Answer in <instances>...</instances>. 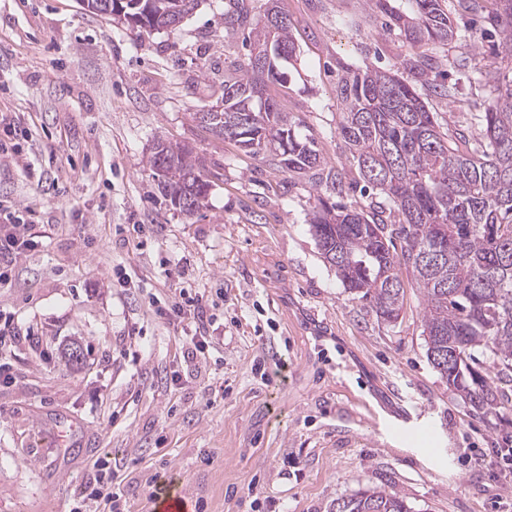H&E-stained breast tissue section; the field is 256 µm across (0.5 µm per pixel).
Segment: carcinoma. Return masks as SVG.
I'll return each instance as SVG.
<instances>
[{"label":"carcinoma","mask_w":512,"mask_h":512,"mask_svg":"<svg viewBox=\"0 0 512 512\" xmlns=\"http://www.w3.org/2000/svg\"><path fill=\"white\" fill-rule=\"evenodd\" d=\"M362 0L386 29L415 48L463 43L453 60L467 79L479 74L486 90L481 108L459 124L455 113L433 112L428 98L453 106L458 84L432 78L434 56L402 62L425 87L420 93L399 69L340 65L337 131L359 178L375 190L366 205L342 202L345 174L327 167L317 139L280 111L269 93L288 82L296 56L288 14L256 18L244 3L224 14V24L247 29L245 59L224 73V111L206 125L246 154L263 156L284 173L307 180L315 204L310 231L345 290L368 302L376 317L394 325L404 309L402 271L421 296L427 360L473 410L498 417L512 409V0ZM481 14L498 36L496 66L478 67L481 41L459 35L453 11ZM171 18L154 13L139 28L159 31ZM247 112H264L266 126L244 127ZM288 135V163L250 147L255 138ZM146 165L159 178L165 200L189 201L191 215L208 198L215 174L185 144L158 137ZM330 512H415L392 491L365 488L337 498Z\"/></svg>","instance_id":"carcinoma-1"}]
</instances>
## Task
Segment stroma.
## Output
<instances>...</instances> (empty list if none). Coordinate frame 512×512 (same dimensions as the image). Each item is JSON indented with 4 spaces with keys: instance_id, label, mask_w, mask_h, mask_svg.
Here are the masks:
<instances>
[{
    "instance_id": "1",
    "label": "stroma",
    "mask_w": 512,
    "mask_h": 512,
    "mask_svg": "<svg viewBox=\"0 0 512 512\" xmlns=\"http://www.w3.org/2000/svg\"><path fill=\"white\" fill-rule=\"evenodd\" d=\"M228 4L148 34L79 0H0V224L36 240L0 257V314L20 332L0 351V512H71L105 459L115 512H152L173 487L193 512H330L367 487L418 512H512L481 461L512 446V412L491 425L432 369L413 283L380 323L322 258L309 184L197 120L246 52ZM282 4L297 59L270 92L349 167L337 62L388 69L416 50L360 0ZM159 135L216 175L194 214L145 165ZM195 293L194 317H167ZM191 336L212 340L194 358Z\"/></svg>"
}]
</instances>
